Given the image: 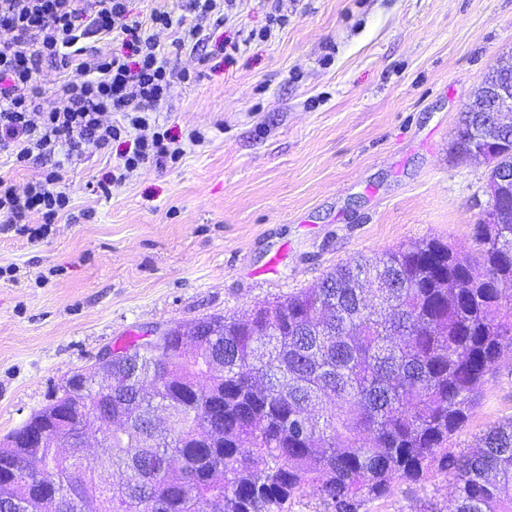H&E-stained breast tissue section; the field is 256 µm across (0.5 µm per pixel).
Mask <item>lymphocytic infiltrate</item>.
I'll return each instance as SVG.
<instances>
[{
	"instance_id": "lymphocytic-infiltrate-1",
	"label": "lymphocytic infiltrate",
	"mask_w": 512,
	"mask_h": 512,
	"mask_svg": "<svg viewBox=\"0 0 512 512\" xmlns=\"http://www.w3.org/2000/svg\"><path fill=\"white\" fill-rule=\"evenodd\" d=\"M176 31V45L198 40L199 32L173 12L154 9L148 21L135 17L128 0H0V149L12 153L16 166L34 153L101 150L133 137V149L121 157L100 184L110 191L140 165L169 156L166 134L155 131L154 114L165 102L174 72L148 26ZM111 37L124 54L104 57L87 47L88 39ZM73 67L82 83L54 88L56 104L42 105L43 61ZM118 113L107 123L104 113ZM62 168L54 166L24 190L0 176V225L17 235H47L55 218L69 207ZM39 226H31L32 215Z\"/></svg>"
}]
</instances>
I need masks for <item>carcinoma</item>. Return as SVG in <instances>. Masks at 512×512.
<instances>
[{"label":"carcinoma","instance_id":"obj_1","mask_svg":"<svg viewBox=\"0 0 512 512\" xmlns=\"http://www.w3.org/2000/svg\"><path fill=\"white\" fill-rule=\"evenodd\" d=\"M512 176V138L486 163ZM505 224L478 225L472 260L439 239L347 262L244 317L213 316L139 355L113 354L125 419L99 467L0 439V512H43V486L73 489L96 512H288L311 487L331 512H361L397 484L453 476L455 512H512V418L453 452L487 377L512 351V197ZM224 361V371L215 363ZM40 424L92 422L57 397ZM116 475L103 485L100 469Z\"/></svg>","mask_w":512,"mask_h":512}]
</instances>
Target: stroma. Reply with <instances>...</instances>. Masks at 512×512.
Here are the masks:
<instances>
[{
    "label": "stroma",
    "instance_id": "stroma-1",
    "mask_svg": "<svg viewBox=\"0 0 512 512\" xmlns=\"http://www.w3.org/2000/svg\"><path fill=\"white\" fill-rule=\"evenodd\" d=\"M238 0L202 46L153 35L175 81L156 114L181 156L111 194L119 144L64 171L51 233H0V438L98 353L173 324L242 316L351 258L436 237L476 256L487 168L451 149L461 108L512 54V0ZM232 54H225L227 46ZM202 140L190 144L191 131ZM512 417V353L453 448ZM454 512L453 481L393 487L363 512Z\"/></svg>",
    "mask_w": 512,
    "mask_h": 512
}]
</instances>
